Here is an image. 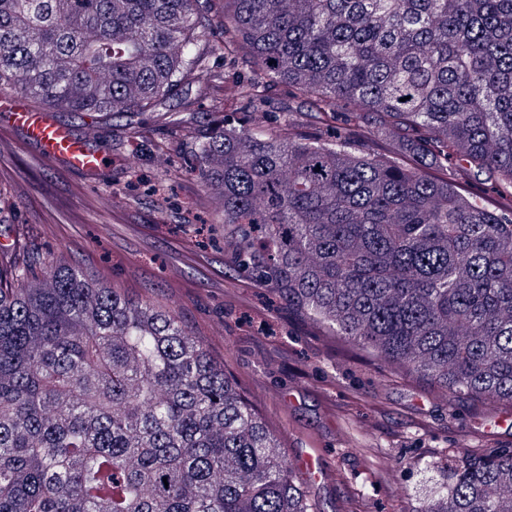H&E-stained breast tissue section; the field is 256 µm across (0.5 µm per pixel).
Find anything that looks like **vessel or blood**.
<instances>
[{
	"label": "vessel or blood",
	"instance_id": "b4317fda",
	"mask_svg": "<svg viewBox=\"0 0 512 512\" xmlns=\"http://www.w3.org/2000/svg\"><path fill=\"white\" fill-rule=\"evenodd\" d=\"M9 112L13 122L25 129L30 139L38 144L45 161L64 160L84 171L97 169L99 154L58 123L49 110H33L16 101L11 104Z\"/></svg>",
	"mask_w": 512,
	"mask_h": 512
}]
</instances>
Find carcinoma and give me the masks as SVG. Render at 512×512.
Listing matches in <instances>:
<instances>
[{"label": "carcinoma", "mask_w": 512, "mask_h": 512, "mask_svg": "<svg viewBox=\"0 0 512 512\" xmlns=\"http://www.w3.org/2000/svg\"><path fill=\"white\" fill-rule=\"evenodd\" d=\"M0 0V89L58 111L190 103L218 55L237 121L195 143L224 249L448 400L512 402V0ZM328 137L257 131L268 89ZM401 140L412 166L355 147ZM457 163L480 195L437 178ZM320 171H315V168ZM0 250V512H317L175 312ZM409 512H512V449L461 453Z\"/></svg>", "instance_id": "cac0c4a2"}]
</instances>
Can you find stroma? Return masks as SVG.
I'll list each match as a JSON object with an SVG mask.
<instances>
[{
	"label": "stroma",
	"instance_id": "obj_1",
	"mask_svg": "<svg viewBox=\"0 0 512 512\" xmlns=\"http://www.w3.org/2000/svg\"><path fill=\"white\" fill-rule=\"evenodd\" d=\"M272 133L314 126L285 85L271 91ZM238 116L215 80L196 120L179 101L136 127L95 113H57L102 157L97 172L44 161L37 144L0 111V245L20 238L136 300L176 313L223 364L304 475L320 512H408L460 448H512V403L449 402L430 381L381 365L297 315L256 284L224 250V227L201 186L191 143L214 106Z\"/></svg>",
	"mask_w": 512,
	"mask_h": 512
}]
</instances>
